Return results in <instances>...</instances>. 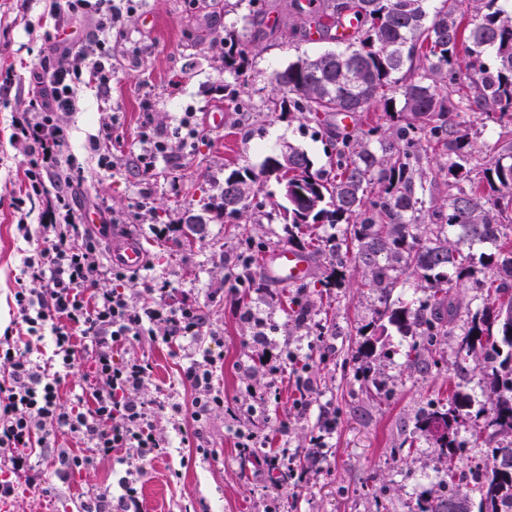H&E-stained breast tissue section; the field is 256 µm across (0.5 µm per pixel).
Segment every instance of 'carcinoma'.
Segmentation results:
<instances>
[{"label": "carcinoma", "instance_id": "1", "mask_svg": "<svg viewBox=\"0 0 512 512\" xmlns=\"http://www.w3.org/2000/svg\"><path fill=\"white\" fill-rule=\"evenodd\" d=\"M428 0H324L309 9L289 0L288 11L306 35L310 25L328 34L340 22L353 28L347 46L313 57H300L275 71L271 81L281 111L298 112L323 129L335 150L328 170L313 169L308 154L288 147V172L279 156L267 157L260 174L235 171L220 191L224 216L248 221L257 196L258 177L288 178V206L283 220L307 243L320 224H344L336 242V268L330 285L352 265L365 284L376 289L383 315L401 333H414L435 345L448 340V324L459 305L450 286L473 273L471 246L488 243L482 255L496 270L479 283L498 304L486 306L466 323L454 370L462 379L467 361L486 371L484 401L456 393L447 406L422 413L416 428L443 420L448 436L433 439L448 458V487L418 503V512H512V225L503 213L512 207V142L492 161L480 162L461 114L480 110L501 127L512 125V0H477L480 19L463 24L465 0H441L428 11ZM492 51L493 64L485 61ZM244 53L224 39V71L243 74ZM383 112L390 125H373L355 139L331 132L328 122L340 114ZM446 151L448 166L434 175L422 167L431 146ZM482 168L484 187L463 186ZM448 186L446 202L421 220L434 203L437 179ZM414 276L425 293L418 305L391 307L390 297L402 278ZM487 420L493 432L484 439L485 479L473 485L475 504L461 489L467 481L457 471L463 447L455 428L462 415Z\"/></svg>", "mask_w": 512, "mask_h": 512}]
</instances>
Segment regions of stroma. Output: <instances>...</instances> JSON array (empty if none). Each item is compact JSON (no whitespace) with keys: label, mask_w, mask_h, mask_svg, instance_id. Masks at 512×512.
<instances>
[{"label":"stroma","mask_w":512,"mask_h":512,"mask_svg":"<svg viewBox=\"0 0 512 512\" xmlns=\"http://www.w3.org/2000/svg\"><path fill=\"white\" fill-rule=\"evenodd\" d=\"M283 0H136L112 31V83L107 93L79 87L77 109L63 113L69 130L65 154L74 156L83 177L71 188L77 213L97 212L101 226L93 234L102 261L112 264V240L131 237L146 254V265L123 281L103 277L101 288H117L134 306L150 303L148 280L169 285L170 304L198 306L207 325L194 342L140 336L113 353L114 360L139 358L152 367L139 396L154 401L150 424L170 443L167 455L145 464L139 491L142 512H416L418 499L438 491L448 471L445 456L415 427L419 413L447 403L454 388L482 401L483 373L470 367L458 383L452 363L462 321L450 324L446 344L424 353L428 372L409 368L405 353L415 338L397 331L382 317L374 289L361 286L348 268L335 287L325 281L335 262L333 246L342 226L316 230L310 258L313 275L302 285L262 280L242 283L253 257L288 245V227L278 206L280 184L261 183L257 209L249 213L247 236L215 204L218 188L232 170H260L267 156L295 146L305 150L315 168H330L332 158L315 124L296 112L271 111L277 92L273 70L305 55L333 47L320 38L304 39L292 31ZM265 14L268 36L250 23L253 12ZM70 30L66 17L49 12L47 0H0V68H12L13 80L0 89V336L16 337L32 348L34 359L50 366V339L20 334L14 294L30 287L22 274L27 255L45 247L39 232L48 221L45 198L23 200L26 162L11 142L15 112L27 107L32 72L53 28ZM235 38L245 53L244 74L235 82L237 97L224 90V40ZM194 115L199 130L188 143H172L150 175L139 170L149 145L145 121L171 131L183 113ZM224 115L213 125L211 113ZM100 151H93V143ZM108 153L111 170L98 162ZM21 199V198H20ZM203 215L201 233H186L187 214ZM120 223H113V216ZM31 228L30 238L15 230L18 221ZM306 296L312 318L307 327L294 323V298ZM216 360L215 390L224 404L203 422L190 412L172 416L168 402L190 405L193 394L184 377L201 351ZM317 386L308 410L298 409V376ZM274 379L267 401L249 395L247 383ZM333 427L319 464L299 463L308 473L300 485H273L261 461L241 459L233 433L249 429L266 447L281 444L306 449L325 421ZM83 443L70 433H56L48 447H35L31 462L41 472L36 486L17 480L13 497L0 498V512H82L88 494H119L125 467L116 457L58 476V455H79Z\"/></svg>","instance_id":"stroma-1"}]
</instances>
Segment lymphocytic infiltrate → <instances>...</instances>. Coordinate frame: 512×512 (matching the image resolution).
Returning a JSON list of instances; mask_svg holds the SVG:
<instances>
[{"mask_svg":"<svg viewBox=\"0 0 512 512\" xmlns=\"http://www.w3.org/2000/svg\"><path fill=\"white\" fill-rule=\"evenodd\" d=\"M131 8L132 0H52L55 14L91 23L88 44L75 50L58 37L47 36L49 51L35 74L31 103L12 119V143L27 160L26 190L49 195L51 214L49 224L42 227L48 247L24 261V274L41 288L18 289L15 302L28 335L51 329L54 357L61 368L73 366L82 341L89 344L91 360L83 389L88 406L75 411L60 403L58 377L34 362L12 336H0V364L9 368L7 382L0 385L7 400L0 410V464L31 484L41 478L31 463L36 439L59 432L76 435L88 450L82 457L61 456L63 474L118 449L141 463L166 455L167 442L151 432L149 406L137 396L149 377L148 365L139 360L117 363L112 354L134 336L192 339L207 324L196 306L175 307L162 301L135 308L117 289L99 288L104 274L118 281L124 274L117 266L104 268L96 239L71 206L67 185L47 183L60 164H75L62 157L67 135L59 115L75 111L78 86L109 87L112 30ZM214 367V359L206 354L185 372L194 391L192 416L198 422L224 404L213 392ZM119 488L115 497L89 496L83 512H141L136 476L123 477Z\"/></svg>","mask_w":512,"mask_h":512,"instance_id":"lymphocytic-infiltrate-1","label":"lymphocytic infiltrate"}]
</instances>
